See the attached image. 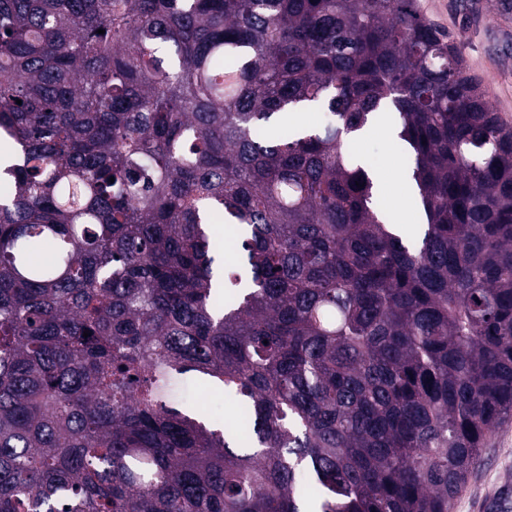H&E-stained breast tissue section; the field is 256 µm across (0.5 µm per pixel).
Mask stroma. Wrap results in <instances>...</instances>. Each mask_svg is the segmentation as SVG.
<instances>
[{"mask_svg":"<svg viewBox=\"0 0 512 512\" xmlns=\"http://www.w3.org/2000/svg\"><path fill=\"white\" fill-rule=\"evenodd\" d=\"M504 0H417L420 13L451 34L467 74L479 83L504 125L512 127V16L502 17ZM351 151L384 172L387 189L381 198L391 212H399L402 146L381 125L369 127L352 142ZM512 482V419L490 440L482 465L456 497L453 512H481L486 499L504 482Z\"/></svg>","mask_w":512,"mask_h":512,"instance_id":"obj_1","label":"stroma"}]
</instances>
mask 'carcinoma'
<instances>
[{
	"label": "carcinoma",
	"instance_id": "cac0c4a2",
	"mask_svg": "<svg viewBox=\"0 0 512 512\" xmlns=\"http://www.w3.org/2000/svg\"><path fill=\"white\" fill-rule=\"evenodd\" d=\"M388 111L412 239L348 148ZM1 128L0 512H450L512 417V129L416 0H0Z\"/></svg>",
	"mask_w": 512,
	"mask_h": 512
}]
</instances>
